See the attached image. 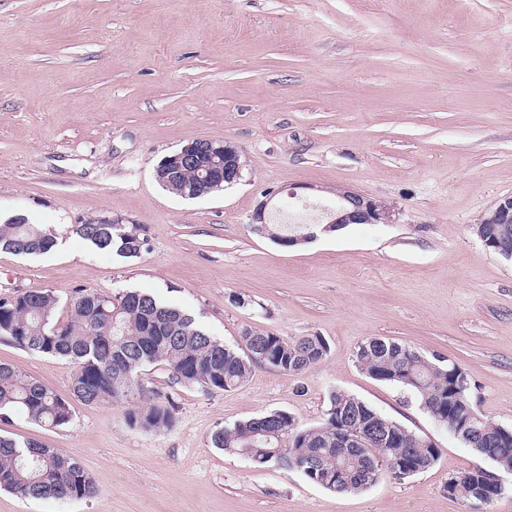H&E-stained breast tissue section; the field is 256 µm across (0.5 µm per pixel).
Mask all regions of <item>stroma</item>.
Masks as SVG:
<instances>
[{"mask_svg": "<svg viewBox=\"0 0 512 512\" xmlns=\"http://www.w3.org/2000/svg\"><path fill=\"white\" fill-rule=\"evenodd\" d=\"M194 138L239 148L242 179L197 199L162 188L156 166ZM341 187L390 204L392 223L290 248L250 228L265 200L289 232L325 222ZM506 195L512 0H0V224L62 237L45 254L0 250V294L65 306L82 288L140 289L236 348L247 327L329 345L302 375L258 367L228 392L145 367V390L178 407L167 428L129 426L121 398L73 401L52 430L0 420L98 482L81 501L0 490V512H512V474L494 502L448 498L450 477L493 463L355 361L376 337L443 357L478 411L512 427V260L474 231ZM95 217L138 228L146 250L122 258L72 233ZM0 363L70 398L62 362L0 338ZM335 390L432 439L437 463L338 495L211 443L271 410L321 424Z\"/></svg>", "mask_w": 512, "mask_h": 512, "instance_id": "obj_1", "label": "stroma"}]
</instances>
